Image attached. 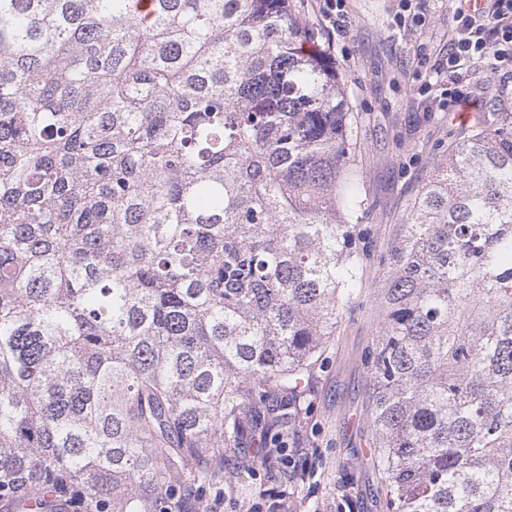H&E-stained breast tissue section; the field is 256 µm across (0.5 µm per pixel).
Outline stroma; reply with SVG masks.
I'll return each mask as SVG.
<instances>
[{
	"instance_id": "obj_1",
	"label": "stroma",
	"mask_w": 512,
	"mask_h": 512,
	"mask_svg": "<svg viewBox=\"0 0 512 512\" xmlns=\"http://www.w3.org/2000/svg\"><path fill=\"white\" fill-rule=\"evenodd\" d=\"M295 15L317 29L336 60L352 110L360 118L359 159L369 212L365 240L386 250L410 198L437 160L435 145L455 141L462 125L448 110V80L439 72L454 27L453 0H344L330 15L325 0H290ZM470 89L479 100L472 119L512 101V71L491 72L472 61ZM370 305L345 316L327 361L311 382L309 402L283 450L288 473L253 453L225 451L210 465L204 501L219 512H273L288 498L299 512H385L367 422L368 373L362 356L375 334ZM246 466L236 475L234 464Z\"/></svg>"
}]
</instances>
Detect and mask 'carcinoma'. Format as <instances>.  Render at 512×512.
Here are the masks:
<instances>
[{
  "label": "carcinoma",
  "mask_w": 512,
  "mask_h": 512,
  "mask_svg": "<svg viewBox=\"0 0 512 512\" xmlns=\"http://www.w3.org/2000/svg\"><path fill=\"white\" fill-rule=\"evenodd\" d=\"M310 42L288 0H0V500L193 512L212 457L295 431L369 258ZM378 268L386 512H512V109Z\"/></svg>",
  "instance_id": "cac0c4a2"
}]
</instances>
